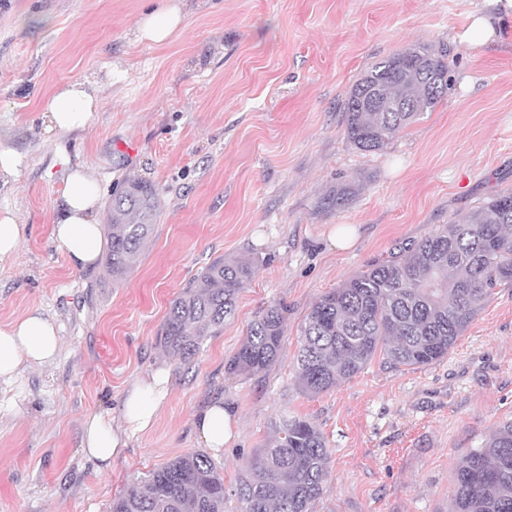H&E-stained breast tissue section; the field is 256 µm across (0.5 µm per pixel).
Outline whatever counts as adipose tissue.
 Here are the masks:
<instances>
[{
  "mask_svg": "<svg viewBox=\"0 0 512 512\" xmlns=\"http://www.w3.org/2000/svg\"><path fill=\"white\" fill-rule=\"evenodd\" d=\"M98 105L94 88L82 81L70 83L51 96L50 123L62 132L83 130ZM98 206L99 189L95 179L80 169L68 171L63 204L54 218L52 234L75 268L95 265L98 260L102 242V228L96 218ZM61 343L56 323L38 311L0 325V382L12 383L23 367L53 361ZM168 395V378L156 371L129 390L120 422H113L103 413L87 416L82 438L85 454L100 463L111 464L131 437L151 427ZM233 420L232 410L217 402L198 415L196 427L208 447L220 448L232 437Z\"/></svg>",
  "mask_w": 512,
  "mask_h": 512,
  "instance_id": "adipose-tissue-1",
  "label": "adipose tissue"
}]
</instances>
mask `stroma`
I'll list each match as a JSON object with an SVG mask.
<instances>
[{
  "label": "stroma",
  "instance_id": "stroma-1",
  "mask_svg": "<svg viewBox=\"0 0 512 512\" xmlns=\"http://www.w3.org/2000/svg\"><path fill=\"white\" fill-rule=\"evenodd\" d=\"M180 5L161 44L148 14ZM491 0H0V143L17 176L0 205L22 226L0 261V324L40 310L61 330L56 358L0 386V512H109L135 479L207 451L194 428L215 400L237 419L211 453L233 488L243 456L284 415L312 421L331 450L313 512H448L459 461L512 420V284L496 288L442 361L395 369L381 356L318 394L293 366L312 304L402 244L512 193V15L500 40L460 41ZM442 51L448 93L376 152L346 139L343 101L360 75L409 45ZM95 83L91 126L50 128L70 81ZM113 187L145 180L159 215L138 262L113 282L105 258L71 265L51 225L69 169ZM344 193L341 206L330 205ZM355 232L347 249L336 229ZM256 257L236 313L191 362L160 333L171 300L213 260ZM288 307L279 358L255 376L225 365L269 305ZM166 371L154 424L109 467L81 448L82 422L140 378Z\"/></svg>",
  "mask_w": 512,
  "mask_h": 512
}]
</instances>
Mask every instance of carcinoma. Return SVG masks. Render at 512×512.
Instances as JSON below:
<instances>
[{
	"mask_svg": "<svg viewBox=\"0 0 512 512\" xmlns=\"http://www.w3.org/2000/svg\"><path fill=\"white\" fill-rule=\"evenodd\" d=\"M447 90L444 55L425 45L393 54L347 92L346 138L358 150H380L433 111ZM157 211L156 191L146 181H126L112 191L106 242L112 279L136 263ZM255 264L253 257L211 262L198 283L172 300L161 333L164 350L191 361L235 312ZM503 283H512V193L490 198L461 222L438 227L321 295L299 329L296 384L308 394L326 392L377 353L395 368L437 363ZM285 330L284 308H266L248 326L225 372L254 376L266 370ZM273 433L272 445L245 458L233 489L240 512H312L328 476L325 437L313 422L287 415L273 424ZM227 499L220 468L207 454L194 453L149 472L113 498L109 512H224ZM450 512H512V421L460 461Z\"/></svg>",
	"mask_w": 512,
	"mask_h": 512,
	"instance_id": "1",
	"label": "carcinoma"
}]
</instances>
